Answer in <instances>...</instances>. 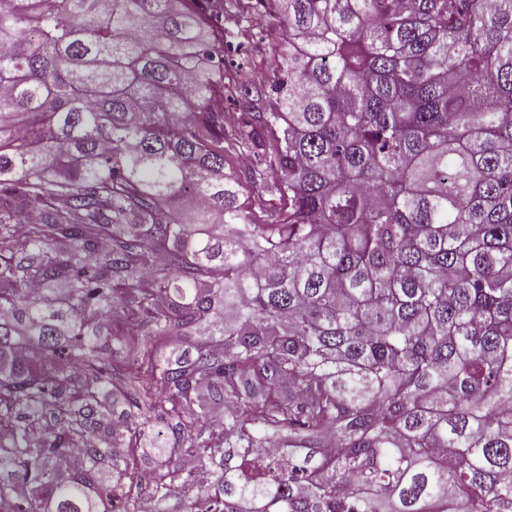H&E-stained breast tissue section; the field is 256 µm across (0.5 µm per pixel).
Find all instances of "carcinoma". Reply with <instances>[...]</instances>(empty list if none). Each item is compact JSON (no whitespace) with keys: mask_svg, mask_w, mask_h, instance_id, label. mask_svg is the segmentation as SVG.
Listing matches in <instances>:
<instances>
[{"mask_svg":"<svg viewBox=\"0 0 512 512\" xmlns=\"http://www.w3.org/2000/svg\"><path fill=\"white\" fill-rule=\"evenodd\" d=\"M239 3L0 0V512H512V0ZM261 26L267 31V38L261 51L254 49L251 55L252 74L260 76L265 71L263 60L265 57L280 51L284 47L285 25L279 14L262 13L257 17Z\"/></svg>","mask_w":512,"mask_h":512,"instance_id":"carcinoma-1","label":"carcinoma"}]
</instances>
